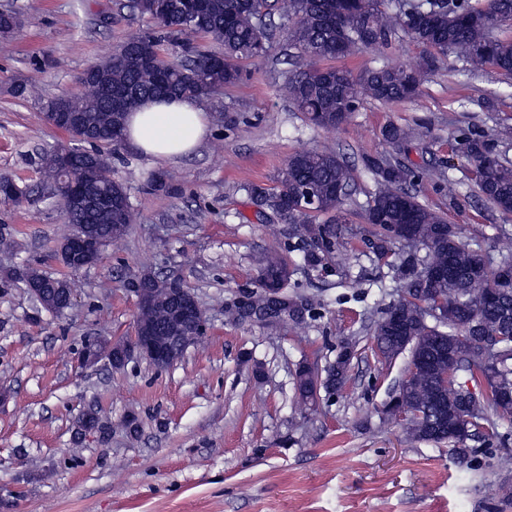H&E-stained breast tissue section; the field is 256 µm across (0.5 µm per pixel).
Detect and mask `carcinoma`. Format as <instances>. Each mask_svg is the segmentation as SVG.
<instances>
[{
	"mask_svg": "<svg viewBox=\"0 0 512 512\" xmlns=\"http://www.w3.org/2000/svg\"><path fill=\"white\" fill-rule=\"evenodd\" d=\"M352 8L336 12V0H206L204 11L193 15L186 0H130V7L153 20L156 27L137 37L139 46L158 55L157 63L135 66L127 60L128 43H123L107 60L84 70L87 78L112 86V99H89L85 94H65L49 102H63L70 112L83 115L81 133L90 139L91 150L118 148L126 116L142 101L160 95L159 83L168 85V93L210 98L226 86L240 82L243 59L264 56L269 44L266 16L278 12L287 24L288 40L298 50L300 63L284 85V93L297 111L314 125L336 127L358 110L362 97L391 104L416 97L417 90L441 57L453 55L474 66H488L512 80V37L492 34L500 18L512 16V0H392L393 11L379 9L380 0H350ZM422 45L426 54L412 66L382 65L370 67L359 78L347 70L316 66L320 60L342 59L364 46L387 44L398 32ZM209 37L224 51L215 52L194 40ZM451 150L460 152L472 166L475 185L487 204L504 213H512V160L497 153L489 135L471 125L458 130ZM72 146H59L42 158L43 189L58 200L71 227L97 225L98 235L109 245L125 235L133 223L132 208L123 218L111 219L106 212L86 214L70 210L57 184L69 178L54 167V156ZM363 169L372 177L376 189L363 205V219L372 226L366 246L377 258L385 257L396 243L406 251L399 254L397 271L404 280L407 298L401 300V325L387 323L391 309L375 321L371 339L375 352L387 357L400 356L406 349L401 336L418 339L416 354L425 358L406 387L410 404L405 431L417 441L450 440L458 451L475 440L490 442L501 438L499 427L512 424V342L497 340L512 335V288L497 289L489 275V261L480 250L466 244L460 229L448 224L439 211L419 201L403 184L421 173L409 169L399 154L383 153L363 158ZM352 181L350 169L331 151L303 150L291 155L281 170L276 185L244 187L253 204L271 210L291 225L288 236L279 240L261 257L257 268L260 291L250 297L262 305L266 289L288 288L293 271L283 252H301L303 263L313 269L327 270L326 261L346 244L351 228L338 217L319 222L322 215L337 212ZM92 194H110L116 200L129 198L125 184L112 178L108 165L84 176ZM314 194L313 212L298 209L305 191ZM452 266L451 275L427 282L421 273L429 265ZM17 279L34 289L33 296L44 310H57L65 301L62 289H73L67 279L48 281L34 267L11 270L0 275L7 287ZM169 278L145 273L136 288H166ZM288 300L300 303L284 324L300 325L315 317L311 308L297 295ZM438 300L448 303V318L428 323L419 317L422 306ZM158 331L168 332V301L146 314ZM466 340L459 341L457 337ZM498 341L503 360L496 367L482 366L483 341ZM456 342L459 369L454 378L443 373L448 364L442 351L448 342ZM351 357L344 353L324 371L310 368L296 373V390L303 400L315 397V385L327 388L345 382ZM481 370L490 387L502 389L508 398L501 401L477 394L482 415L470 428L467 439L448 438V420L441 419V407L458 399L460 375L471 378Z\"/></svg>",
	"mask_w": 512,
	"mask_h": 512,
	"instance_id": "cac0c4a2",
	"label": "carcinoma"
}]
</instances>
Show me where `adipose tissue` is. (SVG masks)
Segmentation results:
<instances>
[{
	"label": "adipose tissue",
	"mask_w": 512,
	"mask_h": 512,
	"mask_svg": "<svg viewBox=\"0 0 512 512\" xmlns=\"http://www.w3.org/2000/svg\"><path fill=\"white\" fill-rule=\"evenodd\" d=\"M211 134V117L200 99L153 98L127 116L123 137L145 157L176 162L194 153Z\"/></svg>",
	"instance_id": "obj_1"
}]
</instances>
